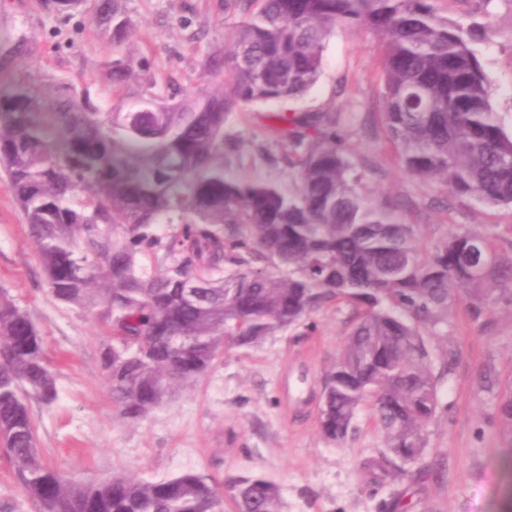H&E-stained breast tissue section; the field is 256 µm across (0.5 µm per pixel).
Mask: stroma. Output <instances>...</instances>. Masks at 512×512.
<instances>
[{"instance_id": "35a3bbf8", "label": "stroma", "mask_w": 512, "mask_h": 512, "mask_svg": "<svg viewBox=\"0 0 512 512\" xmlns=\"http://www.w3.org/2000/svg\"><path fill=\"white\" fill-rule=\"evenodd\" d=\"M136 24L127 51L143 58L126 97L151 84L183 92L205 88L207 53L230 43L237 15L224 0H126ZM441 16L481 27L475 48L491 81L493 103L512 132V0H436ZM112 48L84 14L48 11L41 0H0V88L16 79L51 89L69 84L108 99L105 70ZM381 39L361 25L339 26L325 42L321 73L300 98L248 104L227 133L239 142L232 169L243 180L292 185L271 116L333 112L352 163L365 173L360 193L430 242L449 227L485 233L495 252L512 257V207L458 198L437 181L403 173L380 104ZM0 289L27 309L57 377L58 396L33 403L38 446L46 460L84 482L115 470L162 479L194 469L216 479L252 473L279 488L283 512H512V457L498 416L502 384L512 381V298L485 300L472 315L469 293L448 307L447 324L428 347L439 376V409L416 461L384 469L381 431L361 410L343 445L327 443L318 425V394L339 354L352 314L338 304L252 348H229L205 376L133 424L119 421L100 363L105 326L51 297L27 240L18 206L0 185ZM498 384L484 387L482 371Z\"/></svg>"}]
</instances>
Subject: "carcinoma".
<instances>
[{
	"label": "carcinoma",
	"mask_w": 512,
	"mask_h": 512,
	"mask_svg": "<svg viewBox=\"0 0 512 512\" xmlns=\"http://www.w3.org/2000/svg\"><path fill=\"white\" fill-rule=\"evenodd\" d=\"M247 8L227 50L203 70L200 95L147 91L106 108L72 87L51 109L23 80L0 92V180L13 195L55 300L107 325L101 367L118 419L164 406L161 392L191 386L224 352L255 347L338 301L355 307L336 363L322 382L319 429L334 445L370 406L386 462L418 459L438 409L425 331L448 323V299L512 289V260L473 275L490 239L452 227L429 246L358 191L333 112H278L274 130L298 155L295 187L243 181L230 171L238 141L230 115L287 103L316 82L325 41L340 24L383 39L381 106L402 171L448 193L512 204V134L472 47V30L434 0H224ZM85 13L112 46L116 92L137 77L125 51L134 22L124 0H44ZM159 111L139 112L144 102ZM170 225L161 236L157 226ZM153 253L154 269L138 263ZM56 397V373L28 312L0 289V454L33 512H282L263 476L218 481L187 470L159 480L128 471L83 483L48 464L31 402ZM512 454V384L498 403Z\"/></svg>",
	"instance_id": "obj_1"
}]
</instances>
